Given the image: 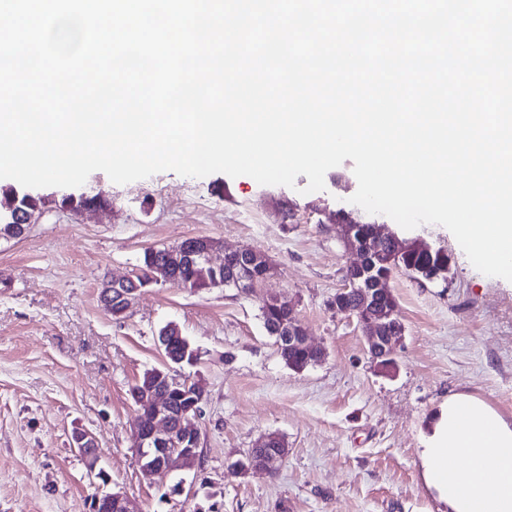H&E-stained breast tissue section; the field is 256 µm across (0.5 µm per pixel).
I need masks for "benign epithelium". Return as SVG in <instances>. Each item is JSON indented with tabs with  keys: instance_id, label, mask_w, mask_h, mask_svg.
<instances>
[{
	"instance_id": "benign-epithelium-1",
	"label": "benign epithelium",
	"mask_w": 512,
	"mask_h": 512,
	"mask_svg": "<svg viewBox=\"0 0 512 512\" xmlns=\"http://www.w3.org/2000/svg\"><path fill=\"white\" fill-rule=\"evenodd\" d=\"M357 226L345 225L348 248L355 252L357 261L350 265L345 273V286L336 292L331 301L332 307L339 313L356 318L364 337L365 350L372 362L384 373L396 369V345L402 338L404 329L392 306L393 294L387 287L392 273L374 277L368 276V255L361 237L355 234ZM370 240L375 245H389L399 255L432 257L442 250L432 247L422 240H405L393 231H384L378 224L369 225ZM216 249L212 240L204 244H196L185 240L175 247L166 250L169 261L177 265L191 255L200 258L203 265L214 272L224 270L231 265L232 280L247 289L255 288L258 282L252 276V267L261 259L256 250H239L224 254L223 263H212L211 255ZM134 290L129 288V281L112 282V289L102 296L101 302L107 309L120 302L127 305ZM277 346L281 349H295L315 356L320 351L314 350L306 343L304 327L293 318L283 322L276 332ZM146 381L150 394L149 399L141 400L140 391H133L137 405L144 406L139 411L133 439L141 471L150 476L158 471L169 468L173 462L193 463L200 456L199 433L189 423V417L201 413L198 402H189L181 408H175L174 393L170 375L157 368L146 371ZM277 440L274 435L266 436L261 444L252 449L246 460L231 465V469L240 475L246 474L250 466L256 462L273 467L280 454H272L267 448ZM74 447L84 458L89 472L97 468L100 454L94 439L85 431L73 435ZM93 512H138L131 501L120 492H109L95 498Z\"/></svg>"
}]
</instances>
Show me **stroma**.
<instances>
[{
	"label": "stroma",
	"mask_w": 512,
	"mask_h": 512,
	"mask_svg": "<svg viewBox=\"0 0 512 512\" xmlns=\"http://www.w3.org/2000/svg\"><path fill=\"white\" fill-rule=\"evenodd\" d=\"M352 160L330 169L324 190L262 185L214 173L164 171L125 185L101 171L81 193L103 208L61 207L60 187L35 189L40 217L17 238L0 237V512H92L120 491L142 512H441L418 455L425 419L454 394L475 396L512 422V282L474 268L449 230L399 229L352 204ZM384 224L451 258L446 278L395 271L389 287L405 327L397 369L365 354L355 318L330 305L355 260L343 242L349 222ZM210 238L212 255L254 249L274 270L256 291L141 289L126 311L100 302L104 282L140 275L150 249ZM287 301L325 357L288 368L265 331L264 299ZM176 324L197 357L175 375L202 384L196 467L145 476L136 461L137 406L144 372L166 364L160 330ZM101 450L89 473L75 431ZM288 454L276 473L235 476L265 434Z\"/></svg>",
	"instance_id": "35a3bbf8"
}]
</instances>
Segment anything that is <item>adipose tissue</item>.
<instances>
[{
    "mask_svg": "<svg viewBox=\"0 0 512 512\" xmlns=\"http://www.w3.org/2000/svg\"><path fill=\"white\" fill-rule=\"evenodd\" d=\"M419 454L425 484L448 512H512V425L480 399L444 400Z\"/></svg>",
    "mask_w": 512,
    "mask_h": 512,
    "instance_id": "obj_1",
    "label": "adipose tissue"
}]
</instances>
